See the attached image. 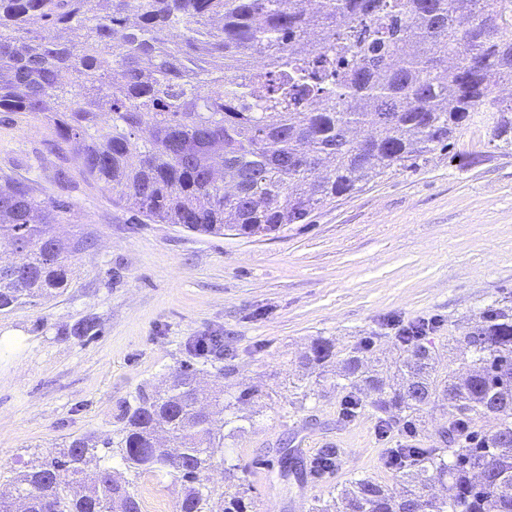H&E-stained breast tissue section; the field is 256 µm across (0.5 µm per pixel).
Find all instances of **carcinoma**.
Wrapping results in <instances>:
<instances>
[{"label": "carcinoma", "instance_id": "obj_1", "mask_svg": "<svg viewBox=\"0 0 512 512\" xmlns=\"http://www.w3.org/2000/svg\"><path fill=\"white\" fill-rule=\"evenodd\" d=\"M0 0V112L53 129L54 149L155 224L239 235L298 224L389 171L408 169L481 124L512 149V0ZM80 30L77 40L62 30ZM63 205L22 177L0 175V312L36 306L74 281L72 257L92 246L46 237ZM398 362L400 388L349 356L338 386L410 415L448 404L442 448L408 449L400 495L359 478L336 512H512V308L483 312L468 334L467 378L437 374L413 336ZM333 356L316 340L302 365ZM186 369L166 390L122 412L118 441L73 438L35 453L0 489V512H142L110 465L181 482L178 512H252L235 484L215 508L204 492L224 440ZM492 414L491 431L470 430ZM229 431H224V427ZM448 482L450 495L429 494Z\"/></svg>", "mask_w": 512, "mask_h": 512}]
</instances>
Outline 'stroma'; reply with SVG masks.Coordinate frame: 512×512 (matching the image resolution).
Here are the masks:
<instances>
[{
  "label": "stroma",
  "instance_id": "35a3bbf8",
  "mask_svg": "<svg viewBox=\"0 0 512 512\" xmlns=\"http://www.w3.org/2000/svg\"><path fill=\"white\" fill-rule=\"evenodd\" d=\"M64 164L40 121H0V173L64 201L57 233L93 241L74 258L66 293L0 313V484L35 449L115 436L124 402L191 368L213 389L259 392L236 406L248 424L208 475L211 500L228 488V462L244 473L255 512H312L365 477L400 492L385 453L439 447L441 402L410 426L367 402L345 414L348 391L304 374L302 354L325 338L336 351L330 370L355 353L376 368L403 355L400 329L424 322L439 374L459 375L475 320L512 307V150L480 125L420 169L250 237L152 223L80 172L59 183ZM86 316L97 320L94 335L71 336ZM205 336L221 337L223 355H196ZM121 475L143 512H177L181 485L171 476Z\"/></svg>",
  "mask_w": 512,
  "mask_h": 512
}]
</instances>
